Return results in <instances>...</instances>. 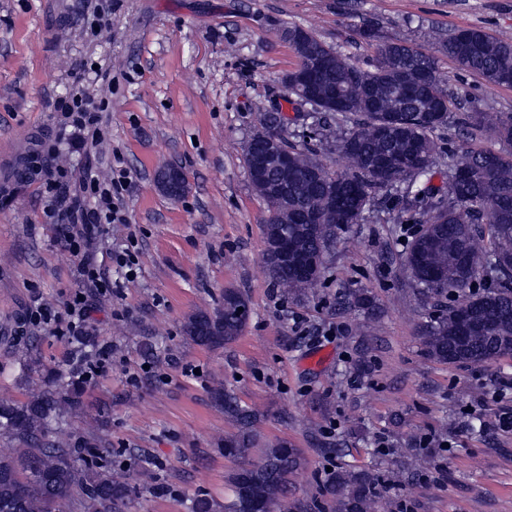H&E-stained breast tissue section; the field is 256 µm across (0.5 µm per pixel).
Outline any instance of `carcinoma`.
<instances>
[{
    "instance_id": "carcinoma-1",
    "label": "carcinoma",
    "mask_w": 512,
    "mask_h": 512,
    "mask_svg": "<svg viewBox=\"0 0 512 512\" xmlns=\"http://www.w3.org/2000/svg\"><path fill=\"white\" fill-rule=\"evenodd\" d=\"M288 30L299 34L291 46L299 59L295 71L305 79L288 86L287 97L335 120L336 126L303 134L298 147L283 136L282 113L257 107L260 128L247 142L245 163L272 143L289 161L286 171L270 166L251 178L269 212L264 264L270 278L285 296L315 294L321 273L299 276L285 269L271 245L286 236L298 252L322 266L349 227L341 220L342 209L361 214L378 192L404 184L409 220L422 224L407 241L403 257L420 301L436 306L450 291L466 294L462 302L440 310L420 336L422 345L437 361L457 365H483L512 354V153L461 147L450 155V193L437 196L428 187L434 133L448 125L455 107L441 86L437 59L405 41H380L375 64L362 69L304 28ZM440 44L444 55L489 83L503 86L505 72H512L511 36L468 28ZM348 120L353 121L349 129L343 125ZM459 123L471 137L489 133L512 145V113L474 109L463 113ZM324 139L335 142L349 160L346 173H335L316 159V144ZM319 213H334L336 219L310 229L303 224L305 215ZM479 280L494 286L467 293ZM249 314L244 293L226 288L219 307L193 315L184 333L198 344L223 346L242 335ZM80 398L76 384L63 397L53 382L45 381L23 403L0 402V428L21 445L16 452L0 451V512H56L78 490L83 512H124L128 484L99 466L109 449L92 448L79 467L73 449L49 439L51 420L78 406ZM214 399L237 429L225 441L224 454L240 462L224 512H307L304 501L288 497L291 477L304 464L299 451L276 445L260 462H250L257 412L221 388ZM381 482L372 471H337L326 489L331 512H379Z\"/></svg>"
}]
</instances>
